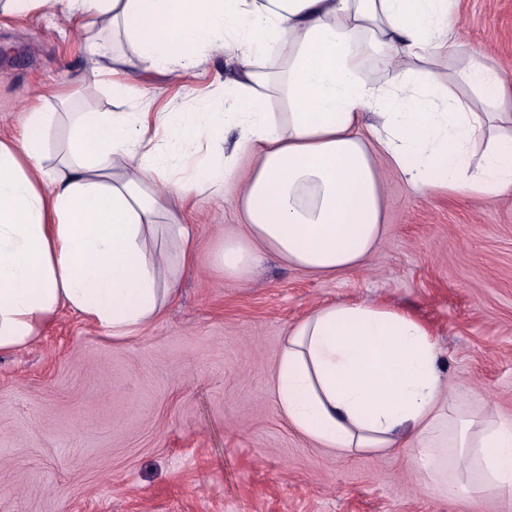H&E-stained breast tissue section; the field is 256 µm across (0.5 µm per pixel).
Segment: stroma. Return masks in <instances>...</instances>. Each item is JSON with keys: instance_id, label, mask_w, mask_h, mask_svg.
Wrapping results in <instances>:
<instances>
[{"instance_id": "stroma-1", "label": "stroma", "mask_w": 512, "mask_h": 512, "mask_svg": "<svg viewBox=\"0 0 512 512\" xmlns=\"http://www.w3.org/2000/svg\"><path fill=\"white\" fill-rule=\"evenodd\" d=\"M456 44L439 61L485 54L512 79V0H457ZM224 56L187 75L138 78L152 111H212L229 90ZM76 20L0 14V138L27 112H129L87 81ZM75 90L71 103L57 93ZM387 229L363 268L316 275L268 258L239 282L187 269L177 297L115 342L60 310L28 346L0 354V512H512V495L436 496L411 447L342 456L280 413L271 376L290 330L313 308L396 307L438 341L450 386L512 423V198L413 193L385 176ZM230 194L182 211L202 253L239 227Z\"/></svg>"}]
</instances>
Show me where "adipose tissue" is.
Here are the masks:
<instances>
[{
    "label": "adipose tissue",
    "instance_id": "1",
    "mask_svg": "<svg viewBox=\"0 0 512 512\" xmlns=\"http://www.w3.org/2000/svg\"><path fill=\"white\" fill-rule=\"evenodd\" d=\"M83 20L95 81L134 103L130 77L197 68L232 51L223 111L71 112L47 167L51 112L0 139V353L25 348L63 308L112 339L156 322L184 270L248 280L265 256L320 275L359 269L385 231L384 175L417 194L512 195V81L463 56L460 98L435 68L455 43L453 0H0ZM130 49L115 54L99 29ZM373 66L378 79L364 78ZM285 90L289 111L268 109ZM191 146L169 166V140ZM248 158L238 174L239 158ZM233 186L240 230L202 256L178 212L206 185ZM304 437L350 455L412 445L433 492H512V423L446 391L438 344L412 316L373 302L324 305L289 332L272 379Z\"/></svg>",
    "mask_w": 512,
    "mask_h": 512
}]
</instances>
